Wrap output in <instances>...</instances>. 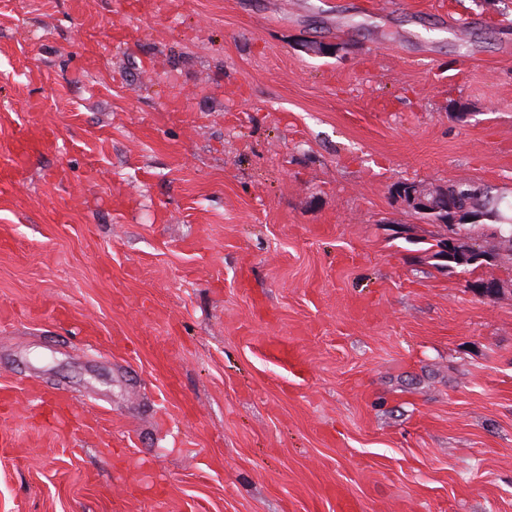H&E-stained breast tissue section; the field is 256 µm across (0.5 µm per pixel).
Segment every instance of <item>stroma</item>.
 <instances>
[{"mask_svg": "<svg viewBox=\"0 0 512 512\" xmlns=\"http://www.w3.org/2000/svg\"><path fill=\"white\" fill-rule=\"evenodd\" d=\"M43 128L0 512H512V264L394 193L512 199V0H0V143ZM399 198L420 212L433 215L440 214L441 220L436 224H443L446 229L444 252L447 255L449 264L466 265L474 272L480 266L491 265L496 260V255L485 249L483 239L491 236L507 242V238L501 237L500 226H483L477 229L470 228L469 222L460 219L458 214L448 224V191L438 186H422L415 183L404 184L399 188ZM447 223V224H446ZM467 238L470 241L468 248L463 250L460 241ZM451 243V246H448Z\"/></svg>", "mask_w": 512, "mask_h": 512, "instance_id": "35a3bbf8", "label": "stroma"}]
</instances>
